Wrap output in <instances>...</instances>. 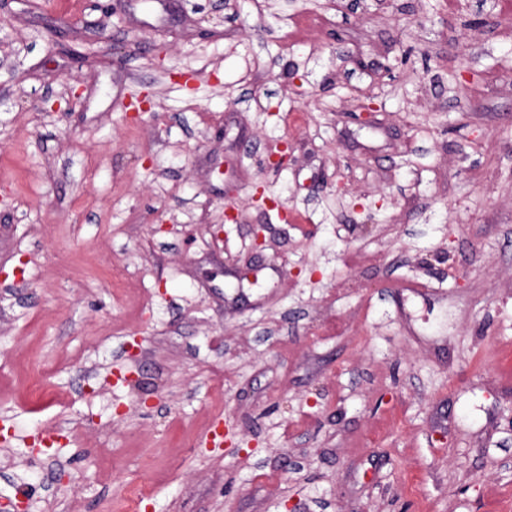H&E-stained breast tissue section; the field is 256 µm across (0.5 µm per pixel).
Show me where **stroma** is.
<instances>
[{
    "mask_svg": "<svg viewBox=\"0 0 512 512\" xmlns=\"http://www.w3.org/2000/svg\"><path fill=\"white\" fill-rule=\"evenodd\" d=\"M0 432L29 512H512L501 0H10Z\"/></svg>",
    "mask_w": 512,
    "mask_h": 512,
    "instance_id": "obj_1",
    "label": "stroma"
}]
</instances>
